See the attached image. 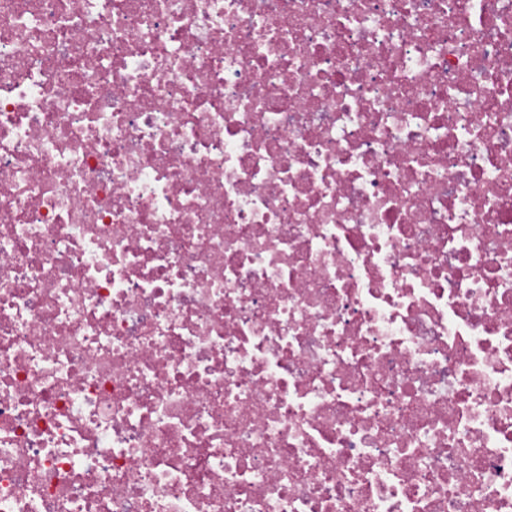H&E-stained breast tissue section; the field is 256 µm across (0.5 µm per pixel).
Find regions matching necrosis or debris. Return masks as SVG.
<instances>
[{
	"label": "necrosis or debris",
	"mask_w": 512,
	"mask_h": 512,
	"mask_svg": "<svg viewBox=\"0 0 512 512\" xmlns=\"http://www.w3.org/2000/svg\"><path fill=\"white\" fill-rule=\"evenodd\" d=\"M0 512H512V0H0Z\"/></svg>",
	"instance_id": "4bbe7bcc"
}]
</instances>
